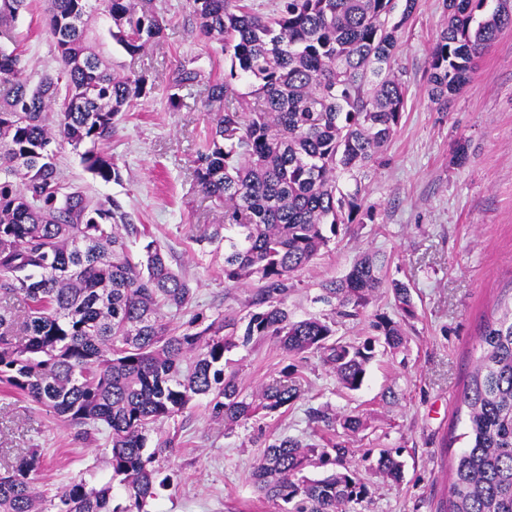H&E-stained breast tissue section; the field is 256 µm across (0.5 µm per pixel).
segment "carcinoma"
<instances>
[{
  "label": "carcinoma",
  "mask_w": 512,
  "mask_h": 512,
  "mask_svg": "<svg viewBox=\"0 0 512 512\" xmlns=\"http://www.w3.org/2000/svg\"><path fill=\"white\" fill-rule=\"evenodd\" d=\"M91 0H46L58 67L36 84L23 78L15 21L26 0H0V384L46 408L83 435L106 431L111 480L73 482L51 503L54 512H149L170 486L154 466L181 446L151 433L206 401L210 415L247 424L286 410L302 395L298 366L244 395L224 373L225 353L261 340L292 357L319 359L341 389L359 390L380 350L405 342L400 322L379 316L363 337L336 335V318L361 317L381 288L412 313L410 289L386 282L385 259L364 253L325 284L333 316L296 320L286 298L296 272L332 239L371 218L362 210L360 171L376 163L401 122L406 87L400 34L417 0H278L270 15L241 0H187L199 31L223 43L229 74L204 88L214 126L193 159V176L208 198L224 203V223L204 240L224 246V284L257 285L244 331L234 319L187 327L167 315L187 307L190 283L149 232L126 220L112 200L64 190L55 147L83 148L85 169L104 183L121 179L104 145L118 116L150 93L144 75H121L89 44ZM445 22L428 59L431 101L448 99L470 80L473 65L503 29L509 0H443ZM115 39L137 54L164 40L152 0H108ZM248 82L238 91L236 82ZM177 90L199 84L182 63ZM355 181L343 191L341 179ZM481 355L463 391L470 446L453 465L445 512H512V299L484 323ZM320 441L274 437L251 479L283 512H349L372 494L366 474L398 483L399 449H367L365 471L347 458L364 420L309 411ZM39 449L14 457L0 472V512H44L34 487ZM315 464L326 475L310 479ZM125 503L112 506V480Z\"/></svg>",
  "instance_id": "cac0c4a2"
}]
</instances>
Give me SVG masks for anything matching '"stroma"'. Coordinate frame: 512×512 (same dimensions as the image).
<instances>
[{
    "instance_id": "obj_1",
    "label": "stroma",
    "mask_w": 512,
    "mask_h": 512,
    "mask_svg": "<svg viewBox=\"0 0 512 512\" xmlns=\"http://www.w3.org/2000/svg\"><path fill=\"white\" fill-rule=\"evenodd\" d=\"M155 4L166 37L136 55L112 39L101 2L91 22L112 68L146 75L153 85L142 104L119 118L106 146L122 180L98 182L68 145L57 153L58 166L66 184L116 200L128 222L146 228L189 280L194 298L173 325L199 312L240 319L250 310L254 285L226 287L223 254L198 240L204 228L224 221L223 205L203 195L192 173L213 118L189 91H182L179 108L169 102V79L180 63L192 61L205 82L223 77L229 63L222 45L200 33L185 0ZM443 22L442 0H418L402 30V120L380 164L360 174L371 220L352 225L341 242L297 272L287 298L294 317L328 313L319 300L323 284L345 274L360 254L378 253L388 260L387 279L411 289L415 316L406 322L405 344L378 355L355 392L341 390L312 356L298 367L304 394L285 413L230 427L212 419L201 402L168 420L160 434L177 435L181 445L161 463L173 481L151 512H278L255 493L252 468L271 437L312 441L308 412L314 408L366 418L351 464L365 447L402 451L403 481L376 482L357 512H440L449 466L468 444L461 395L480 354L479 332L500 300L512 296V28L481 55L469 84L443 112L427 83V60ZM47 28L45 0H29L16 34L34 82L56 66ZM460 144L467 152L461 165L454 159ZM228 359L246 393L290 362L272 341L232 350ZM31 448L41 452L36 486L49 500L72 482L111 474L102 438L87 439L31 400L0 390V452L14 456Z\"/></svg>"
}]
</instances>
